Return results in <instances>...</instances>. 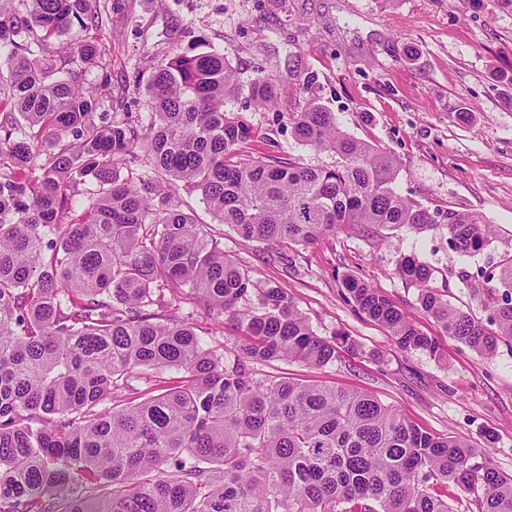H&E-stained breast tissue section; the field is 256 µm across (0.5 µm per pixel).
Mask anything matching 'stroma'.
I'll return each mask as SVG.
<instances>
[{
  "label": "stroma",
  "mask_w": 512,
  "mask_h": 512,
  "mask_svg": "<svg viewBox=\"0 0 512 512\" xmlns=\"http://www.w3.org/2000/svg\"><path fill=\"white\" fill-rule=\"evenodd\" d=\"M93 36L97 65L74 63L71 77L105 97L106 111L134 127L151 120L145 91L158 64L179 51H218L242 85L275 77V107L229 102L251 128L247 149L304 166L331 167L334 154L299 144L285 116L309 103L333 112L341 130L395 158L399 193L436 220L477 212L491 240L466 255L449 252L442 233L409 226L367 232L344 225L312 244L268 247L214 223L198 193L180 190L225 252L294 298L322 337H350L320 369L275 361L270 372L365 391L435 436H462L482 465L512 474V341L478 356L443 335L395 273L415 255L435 271L432 286L452 306L486 319L472 293L478 273L512 256V0H100ZM352 274L378 288L418 329L437 338L439 357L401 350L361 314L343 285ZM171 319L192 318L204 347L234 350L240 337L224 319L185 299L168 301ZM173 370L148 373L134 390L116 391L101 410L144 400L174 385Z\"/></svg>",
  "instance_id": "1"
}]
</instances>
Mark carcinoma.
I'll list each match as a JSON object with an SVG mask.
<instances>
[{
	"label": "carcinoma",
	"mask_w": 512,
	"mask_h": 512,
	"mask_svg": "<svg viewBox=\"0 0 512 512\" xmlns=\"http://www.w3.org/2000/svg\"><path fill=\"white\" fill-rule=\"evenodd\" d=\"M99 19V0H0V512H454L439 491L448 481L478 512H512V476L475 462L466 438L423 432L363 391L261 372L280 360L319 369L355 343L317 335L174 189L198 192L217 223L269 247L308 245L342 224L408 225L445 228L448 250L466 254L491 225L456 211L436 223L393 187L396 160L318 104L288 113V127L335 154V167L249 154V126L226 109L240 87L221 53L160 63L139 130L101 111L67 69L76 56L96 61ZM65 35L70 54L56 59L48 46ZM277 96L268 75L249 85L258 107ZM144 158L148 176L132 168ZM396 274L480 356L512 340L511 258L473 289L485 323L448 306L417 257ZM345 288L401 349L439 356L378 289L352 275ZM164 289L230 320L237 349L204 347L188 320L162 321L150 308H163ZM169 369L178 386L98 409Z\"/></svg>",
	"instance_id": "cac0c4a2"
}]
</instances>
